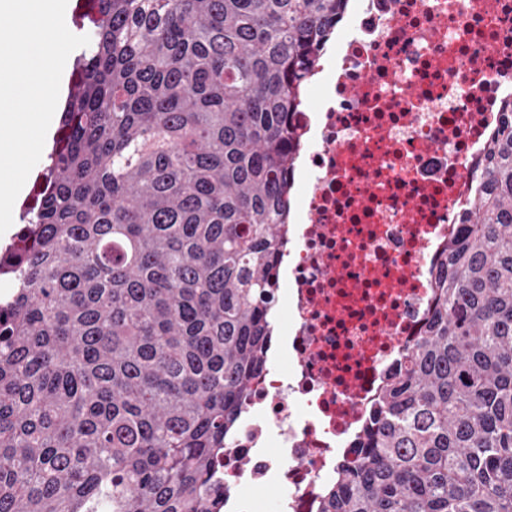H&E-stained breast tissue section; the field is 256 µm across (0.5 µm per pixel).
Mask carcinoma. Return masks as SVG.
Wrapping results in <instances>:
<instances>
[{
	"label": "carcinoma",
	"mask_w": 512,
	"mask_h": 512,
	"mask_svg": "<svg viewBox=\"0 0 512 512\" xmlns=\"http://www.w3.org/2000/svg\"><path fill=\"white\" fill-rule=\"evenodd\" d=\"M0 249V512H221L272 338L292 120L350 0H91ZM321 512H512V111ZM78 50H79V48L74 50L68 58L69 67H68L67 79H66L65 85H64V87L60 93V96H59L58 105H57V108L55 111L56 114H55V119H54V125H53L52 129L47 132L45 145H44V149H43L40 161L33 168V170L31 171V173L29 174V176L26 180V191L16 202L15 212H14V220H13L14 224H12L11 227L9 228V232L7 233V235L2 234L0 236V242H1L0 246L3 245V243L5 242L6 239H8L9 236H11L12 234H14L18 231V228H19L18 224H21V221H20L21 207H22L23 203L31 202V200H32L35 177L39 170L41 161L43 160L46 152L52 145L53 137L58 128L60 114H61L62 107L64 105V102H65V99H66V96L68 93V87H69V83H70V79H71L73 57L78 52Z\"/></svg>",
	"instance_id": "cac0c4a2"
}]
</instances>
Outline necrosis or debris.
Instances as JSON below:
<instances>
[{
    "mask_svg": "<svg viewBox=\"0 0 512 512\" xmlns=\"http://www.w3.org/2000/svg\"><path fill=\"white\" fill-rule=\"evenodd\" d=\"M294 114L298 237L278 256L267 352L224 450L225 512H320L384 376L419 335L435 260L512 109V0H354Z\"/></svg>",
    "mask_w": 512,
    "mask_h": 512,
    "instance_id": "1",
    "label": "necrosis or debris"
}]
</instances>
